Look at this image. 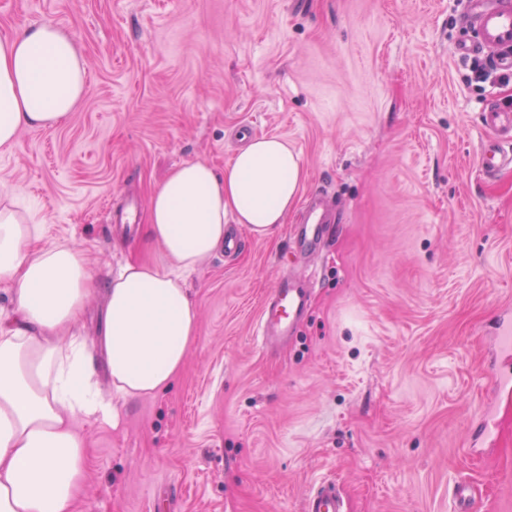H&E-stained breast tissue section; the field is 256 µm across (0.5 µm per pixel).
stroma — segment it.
Listing matches in <instances>:
<instances>
[{"label": "stroma", "instance_id": "obj_1", "mask_svg": "<svg viewBox=\"0 0 512 512\" xmlns=\"http://www.w3.org/2000/svg\"><path fill=\"white\" fill-rule=\"evenodd\" d=\"M471 0H0V37L51 22L75 36L91 85L63 125L0 151V199L30 207L87 255L100 290L130 260L163 263L147 206L186 161L223 169L234 130L286 139L303 192L336 206L315 286L287 346L254 335L286 271L289 225L186 273L198 335L177 381L80 424L87 471L73 512H303L324 479L350 512H452L461 478L479 512H512V390L496 438L475 442L492 336L512 314V170L477 164L489 101L476 81ZM493 391V390H492Z\"/></svg>", "mask_w": 512, "mask_h": 512}]
</instances>
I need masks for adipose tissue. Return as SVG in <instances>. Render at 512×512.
Returning <instances> with one entry per match:
<instances>
[{"mask_svg": "<svg viewBox=\"0 0 512 512\" xmlns=\"http://www.w3.org/2000/svg\"><path fill=\"white\" fill-rule=\"evenodd\" d=\"M89 91L86 61L62 28L0 38V150L22 129L65 123ZM305 179L299 154L275 135L253 138L224 171L202 161L170 170L147 211L167 265L126 264L105 290L106 395L75 330L94 292L85 255L13 203L0 205V280L12 287L14 314L0 322V512H71L86 463L76 422L109 420L115 402L170 387L199 328L184 273L223 249L227 223L260 237L286 223Z\"/></svg>", "mask_w": 512, "mask_h": 512, "instance_id": "adipose-tissue-1", "label": "adipose tissue"}]
</instances>
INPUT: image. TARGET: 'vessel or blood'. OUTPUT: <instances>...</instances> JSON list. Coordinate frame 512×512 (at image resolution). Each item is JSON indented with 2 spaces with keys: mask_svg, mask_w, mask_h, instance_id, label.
Returning <instances> with one entry per match:
<instances>
[{
  "mask_svg": "<svg viewBox=\"0 0 512 512\" xmlns=\"http://www.w3.org/2000/svg\"><path fill=\"white\" fill-rule=\"evenodd\" d=\"M471 20L477 31L473 42L462 41L455 47L458 57L482 56L495 70L512 73V0H471ZM482 124L489 132L479 156V168L493 174L512 169V150L505 141L512 139V108L488 104L482 112ZM327 215L318 205L301 213L291 238L299 255L316 253L327 234ZM309 299L308 289L299 287L294 272L283 273L264 300L256 324V334L265 348L275 347L293 336ZM306 512H348L347 502L335 482L316 483L307 495Z\"/></svg>",
  "mask_w": 512,
  "mask_h": 512,
  "instance_id": "vessel-or-blood-1",
  "label": "vessel or blood"
}]
</instances>
